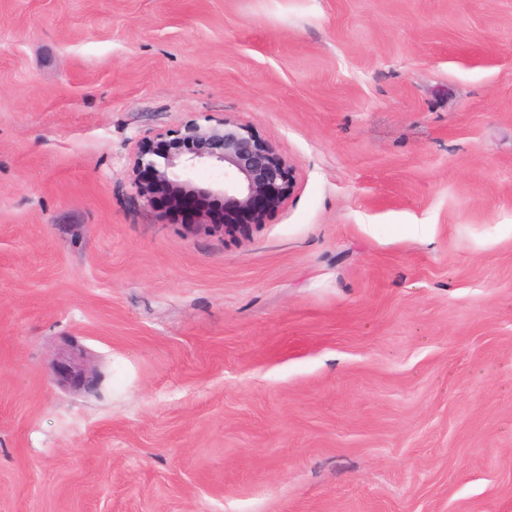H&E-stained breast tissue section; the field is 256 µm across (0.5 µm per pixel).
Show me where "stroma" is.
Masks as SVG:
<instances>
[{
	"instance_id": "1",
	"label": "stroma",
	"mask_w": 512,
	"mask_h": 512,
	"mask_svg": "<svg viewBox=\"0 0 512 512\" xmlns=\"http://www.w3.org/2000/svg\"><path fill=\"white\" fill-rule=\"evenodd\" d=\"M227 117L263 223L136 196ZM0 512H512V0H0ZM163 149L143 144L133 158L131 186L148 206L161 193L185 197L195 205L197 224L224 230L225 224H260L281 206L293 189V168L276 156L255 130L232 118L216 124L190 120L161 133ZM198 167L222 171V180L199 186L191 175ZM142 173L149 175L144 181ZM224 199V225L211 207ZM54 374L59 383L67 384L78 389L90 388L95 384V376L88 374L76 362L75 352L70 354L54 368Z\"/></svg>"
}]
</instances>
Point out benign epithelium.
I'll return each mask as SVG.
<instances>
[{
    "label": "benign epithelium",
    "instance_id": "obj_1",
    "mask_svg": "<svg viewBox=\"0 0 512 512\" xmlns=\"http://www.w3.org/2000/svg\"><path fill=\"white\" fill-rule=\"evenodd\" d=\"M165 147L143 144L133 158L131 186L149 206L161 193L185 197L195 205L196 223L224 229L226 224H260L281 206L293 189V168L276 156L255 130L232 118L215 124L190 120L159 135ZM199 167L222 171V180L202 187L192 179ZM58 382L90 388L95 376L75 354L54 368Z\"/></svg>",
    "mask_w": 512,
    "mask_h": 512
}]
</instances>
